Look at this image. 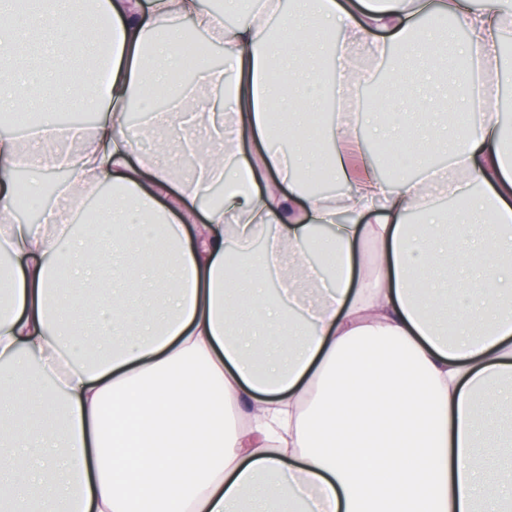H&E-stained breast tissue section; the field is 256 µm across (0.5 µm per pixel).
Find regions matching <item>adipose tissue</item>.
Returning <instances> with one entry per match:
<instances>
[{
    "mask_svg": "<svg viewBox=\"0 0 512 512\" xmlns=\"http://www.w3.org/2000/svg\"><path fill=\"white\" fill-rule=\"evenodd\" d=\"M50 2L37 24L0 0V43L34 58L0 81V110L39 115L23 135L0 133V512H241L248 491L263 512L273 488L279 512H478L489 489L490 512H512V462L475 455L477 415L512 379V262L499 260L512 253V145L495 73L505 0H292L291 44L270 34L280 0H250L233 27L200 0H96L107 28L92 39L72 0ZM448 14L472 62L452 95L471 127L448 174L382 181L366 139L406 134L364 135L356 118L299 140L307 113L332 115L360 91L351 54L374 33L390 36L379 59L416 60L392 77L420 92L448 54L432 25ZM186 20L222 45V67L197 70L166 112L131 127L127 103L151 102L181 71ZM92 42L107 48V81L72 93L100 115L86 131L48 104L47 63ZM153 134V154L138 155ZM326 161L343 190L311 196L303 184ZM25 168L66 173L36 224L15 218ZM102 184L105 226L85 229L78 205ZM440 194L456 202L453 239L438 235ZM370 239L379 249L353 284ZM440 255L473 271L446 329L426 279ZM161 269L159 307L99 298L97 333L117 341L79 349L62 284L151 282ZM271 278L287 301L267 294ZM282 331L296 344L262 362Z\"/></svg>",
    "mask_w": 512,
    "mask_h": 512,
    "instance_id": "adipose-tissue-1",
    "label": "adipose tissue"
}]
</instances>
